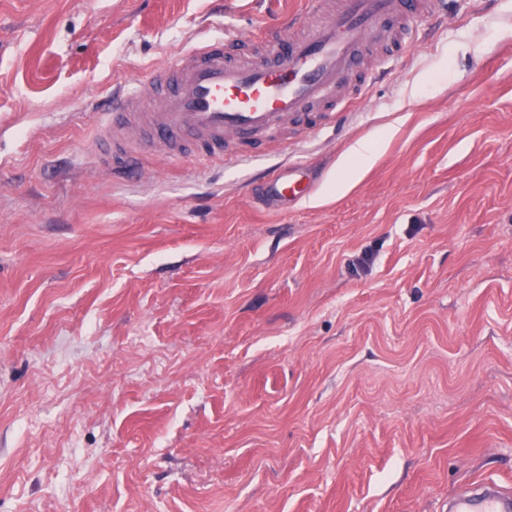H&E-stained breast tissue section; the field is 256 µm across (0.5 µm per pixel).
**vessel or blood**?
Here are the masks:
<instances>
[{
    "label": "vessel or blood",
    "mask_w": 512,
    "mask_h": 512,
    "mask_svg": "<svg viewBox=\"0 0 512 512\" xmlns=\"http://www.w3.org/2000/svg\"><path fill=\"white\" fill-rule=\"evenodd\" d=\"M318 8L324 19L307 35L282 19L247 39L203 43L174 56L146 87L123 86L109 101L112 119L105 125L113 159L128 157L118 136L131 129L174 160H250L289 119L353 108V101L336 97L344 76L359 71L378 46L390 47V60H398L413 40L414 18L443 13L446 0H319ZM314 190L301 161L264 177L266 197L284 212ZM453 509L512 512V496L486 479L457 496Z\"/></svg>",
    "instance_id": "vessel-or-blood-1"
}]
</instances>
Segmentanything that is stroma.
<instances>
[{"label":"stroma","instance_id":"35a3bbf8","mask_svg":"<svg viewBox=\"0 0 512 512\" xmlns=\"http://www.w3.org/2000/svg\"><path fill=\"white\" fill-rule=\"evenodd\" d=\"M308 7L0 0V512L512 491V0H447L356 107L254 160L90 150L114 86ZM297 159L308 201L255 200L254 168Z\"/></svg>","mask_w":512,"mask_h":512}]
</instances>
